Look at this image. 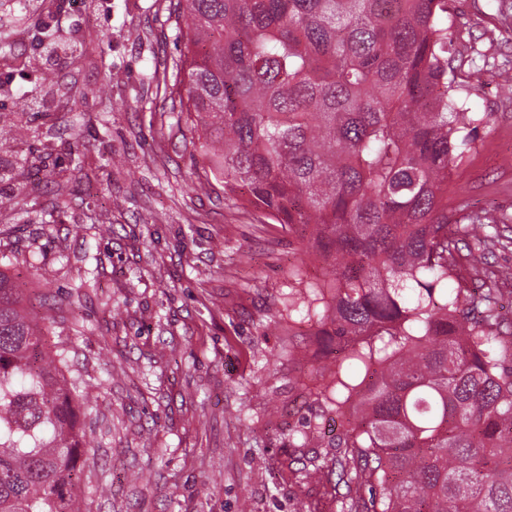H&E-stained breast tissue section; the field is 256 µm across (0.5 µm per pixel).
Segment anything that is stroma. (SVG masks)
<instances>
[{
  "mask_svg": "<svg viewBox=\"0 0 512 512\" xmlns=\"http://www.w3.org/2000/svg\"><path fill=\"white\" fill-rule=\"evenodd\" d=\"M32 0L0 11V112L30 131L7 142L12 207L0 211V268L30 310L52 312L78 368L96 385L80 421L89 446L84 512H338L324 485L300 482V459L324 455L285 426L319 411L305 367L277 328L297 239L225 198L194 190L200 155L161 110L163 73L179 55L169 0ZM71 45L48 67L38 27ZM460 96L493 122L454 173L449 204L512 212V93L487 62L512 68V0H453ZM50 76L56 107L30 101V76ZM45 250V274L26 264ZM93 273L80 309L73 287ZM122 369L109 380L112 369Z\"/></svg>",
  "mask_w": 512,
  "mask_h": 512,
  "instance_id": "obj_1",
  "label": "stroma"
}]
</instances>
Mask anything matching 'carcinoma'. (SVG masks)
I'll list each match as a JSON object with an SVG mask.
<instances>
[{
    "label": "carcinoma",
    "instance_id": "cac0c4a2",
    "mask_svg": "<svg viewBox=\"0 0 512 512\" xmlns=\"http://www.w3.org/2000/svg\"><path fill=\"white\" fill-rule=\"evenodd\" d=\"M449 0H171L169 112L199 132L217 182L297 229L322 278L291 266L288 331L343 356L307 387L338 423L326 480L340 512H512V323L503 272L467 273L507 214L448 206L454 170L492 120L457 98ZM25 128L0 113V136ZM54 316L0 270V512H81L89 390L48 344ZM316 353V354H318ZM316 354L288 357L323 373ZM354 365L365 373L355 381Z\"/></svg>",
    "mask_w": 512,
    "mask_h": 512
}]
</instances>
